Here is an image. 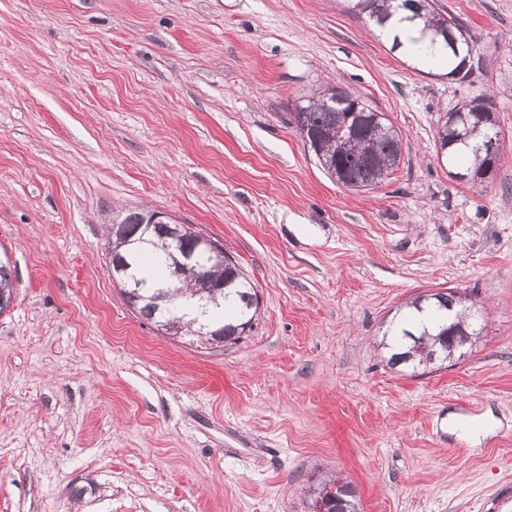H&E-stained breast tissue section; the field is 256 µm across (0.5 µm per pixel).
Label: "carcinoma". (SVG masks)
Returning a JSON list of instances; mask_svg holds the SVG:
<instances>
[{"mask_svg":"<svg viewBox=\"0 0 512 512\" xmlns=\"http://www.w3.org/2000/svg\"><path fill=\"white\" fill-rule=\"evenodd\" d=\"M348 10L356 14H366L377 25L381 26L394 16L405 24L404 31L408 35L411 50L416 52V59L424 64L433 63L448 65V73L460 74V80H466L472 67L466 65L465 59L459 58L449 47L444 37L437 35V30L448 21L455 22L453 30L462 35L464 27L455 17L447 18L435 12L429 0H346ZM296 113L304 118L309 130L322 136V150L332 159L334 170L329 176L345 169L350 158L355 155L367 157L372 167L379 174H384L396 167L402 155L401 140L396 130L385 127L375 128L366 133L359 141H345L344 125L348 113L336 111V104L316 91L306 96L303 103L296 106ZM494 121H471L470 134L466 142L452 146L450 141L437 134L448 160L461 161L466 171L485 174L491 168L487 156L477 150V146L490 134ZM148 217L146 210H130L121 220L125 236H112L109 260L124 258L130 265L131 291L139 299L135 309L146 320L169 333L174 338L192 336L198 329L199 318L189 316L181 304V299L194 298L204 294V289L197 287L192 279H179L178 288L147 287V282L154 277L164 275L172 277L171 242L160 234L150 238L146 244L139 245L137 240L142 235V222ZM199 274L215 281L224 283V290L208 303L213 314L207 317L212 327L224 330V342L228 343L239 338L245 327L249 325L257 310L258 298L254 288L244 276L239 264L226 254L208 256L202 259ZM13 279L9 260L0 258V311L8 307L12 300ZM413 312L419 313L425 308L433 311L432 327L418 324L411 316L388 330L389 339L384 343L391 350L388 363L393 366L405 365L409 368L429 360L423 349L431 347L442 349V339L448 330V295L438 293L430 298H416L411 302ZM456 327L466 336H473L476 328L473 314L468 307L456 309L453 317ZM354 491L345 482L336 479L326 480L309 489V503L322 501L326 512H356L352 501Z\"/></svg>","mask_w":512,"mask_h":512,"instance_id":"cac0c4a2","label":"carcinoma"}]
</instances>
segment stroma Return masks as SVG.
<instances>
[{
  "mask_svg": "<svg viewBox=\"0 0 512 512\" xmlns=\"http://www.w3.org/2000/svg\"><path fill=\"white\" fill-rule=\"evenodd\" d=\"M433 5L481 57L466 81L338 0H0V512H306L332 475L359 512H512V0ZM333 83L400 136L376 189L293 123ZM481 97L500 156L460 180L436 129ZM129 208L223 242L258 296L236 343L127 306L107 228ZM448 288L482 305L478 342L390 368L389 321Z\"/></svg>",
  "mask_w": 512,
  "mask_h": 512,
  "instance_id": "stroma-1",
  "label": "stroma"
}]
</instances>
